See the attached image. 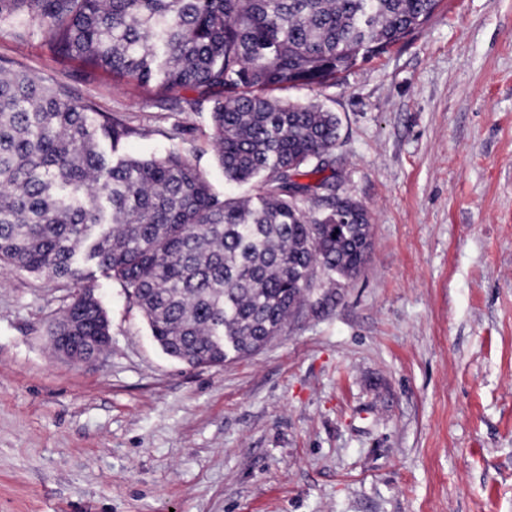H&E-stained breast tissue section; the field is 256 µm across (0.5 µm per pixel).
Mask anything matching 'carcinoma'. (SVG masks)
Wrapping results in <instances>:
<instances>
[{"label":"carcinoma","instance_id":"obj_1","mask_svg":"<svg viewBox=\"0 0 512 512\" xmlns=\"http://www.w3.org/2000/svg\"><path fill=\"white\" fill-rule=\"evenodd\" d=\"M438 0H0L15 36L38 30L59 54L211 105L220 194L180 152L114 160L150 131L102 115L63 86L0 65V265L91 294L84 263L112 274L152 336L192 367L249 354L279 335L317 275L355 278L371 237L352 198L336 223V114L272 95L332 84L386 52ZM322 207L312 216L303 206ZM57 320L84 336L109 323L98 304Z\"/></svg>","mask_w":512,"mask_h":512}]
</instances>
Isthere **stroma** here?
Listing matches in <instances>:
<instances>
[{
    "instance_id": "35a3bbf8",
    "label": "stroma",
    "mask_w": 512,
    "mask_h": 512,
    "mask_svg": "<svg viewBox=\"0 0 512 512\" xmlns=\"http://www.w3.org/2000/svg\"><path fill=\"white\" fill-rule=\"evenodd\" d=\"M0 59L148 129L220 193L210 109L160 102L0 21ZM286 98L335 112L357 277L259 351L193 368L85 269L112 346L54 356L71 289L0 266V512H512V0H440L388 52ZM179 127L181 135L164 133Z\"/></svg>"
}]
</instances>
